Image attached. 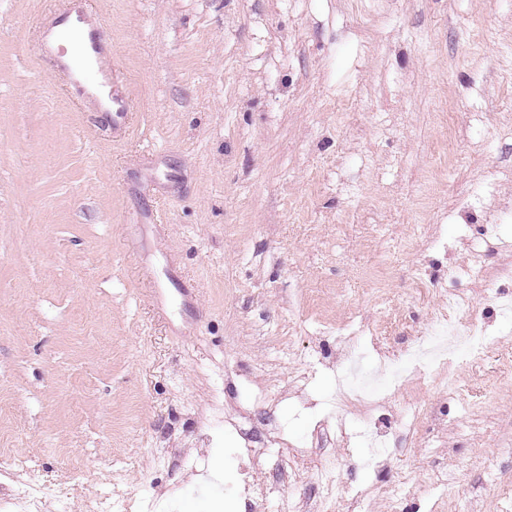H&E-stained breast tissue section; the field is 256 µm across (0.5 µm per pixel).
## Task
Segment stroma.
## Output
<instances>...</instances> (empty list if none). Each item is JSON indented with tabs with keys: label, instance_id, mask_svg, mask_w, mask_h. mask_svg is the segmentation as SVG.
Segmentation results:
<instances>
[{
	"label": "stroma",
	"instance_id": "1",
	"mask_svg": "<svg viewBox=\"0 0 512 512\" xmlns=\"http://www.w3.org/2000/svg\"><path fill=\"white\" fill-rule=\"evenodd\" d=\"M43 2L0 0V495L238 512L242 433L281 427L258 512H327L316 462L368 452L309 446L339 329L396 354L453 292L482 354L379 398L399 452L339 509L512 512V0H79L122 131L38 56Z\"/></svg>",
	"mask_w": 512,
	"mask_h": 512
}]
</instances>
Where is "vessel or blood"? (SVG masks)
<instances>
[{
  "mask_svg": "<svg viewBox=\"0 0 512 512\" xmlns=\"http://www.w3.org/2000/svg\"><path fill=\"white\" fill-rule=\"evenodd\" d=\"M89 23V16L80 8L53 11L51 25L41 32L38 50L54 55L60 69L69 72L76 86H83L88 75H95L91 84L100 95V107L110 113L113 128L119 129L126 124L131 102L124 89L111 82V55L103 50L96 33L87 32Z\"/></svg>",
  "mask_w": 512,
  "mask_h": 512,
  "instance_id": "b4317fda",
  "label": "vessel or blood"
}]
</instances>
